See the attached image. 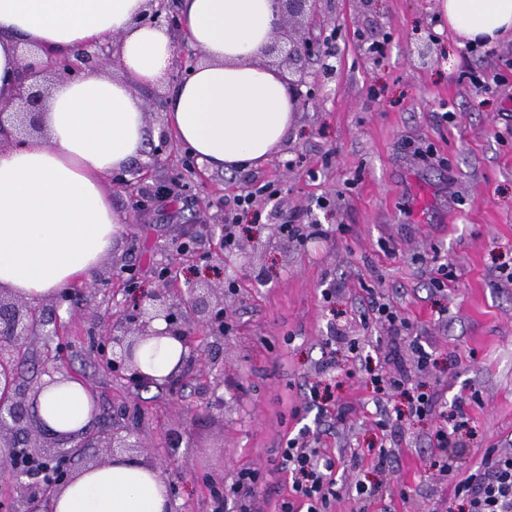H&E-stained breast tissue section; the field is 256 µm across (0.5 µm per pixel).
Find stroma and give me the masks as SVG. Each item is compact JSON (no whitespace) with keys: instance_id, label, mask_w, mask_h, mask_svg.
<instances>
[{"instance_id":"stroma-1","label":"stroma","mask_w":512,"mask_h":512,"mask_svg":"<svg viewBox=\"0 0 512 512\" xmlns=\"http://www.w3.org/2000/svg\"><path fill=\"white\" fill-rule=\"evenodd\" d=\"M440 5L318 0L314 33L330 52L301 63L300 110L282 148L245 169L196 173L172 142L154 170L172 190L167 202L141 207L108 189L124 218L101 266L111 291L84 284L62 308L45 303L63 334L32 339L22 385L41 380L51 357L93 394L96 428L111 429L114 407L125 406L146 442L137 458L178 487L174 512H238L230 489L245 470L258 475L251 512H279L290 496L280 450L304 428L354 458L337 484L375 491L341 495L331 512H464L440 476L449 459L431 445L441 425L458 445L459 475L486 449L512 452V282L502 276L512 268V40L488 50L454 37ZM426 41L423 61L416 47ZM173 86L168 77L137 89L150 146L172 131ZM264 183L277 195L257 197L240 222L249 266L218 259L216 238L192 258L176 250L190 225L223 223ZM286 224L321 232L299 246ZM200 281L224 289L223 343L196 331L201 359L177 392L126 387L95 352L107 324L140 296ZM372 296L407 322L399 341L364 318ZM415 344L431 355L416 380L437 399L422 418L408 394L371 380L390 372L394 346L415 370ZM324 373L333 405L322 412L309 386ZM218 387L220 408L208 403ZM383 447L394 453L385 471Z\"/></svg>"}]
</instances>
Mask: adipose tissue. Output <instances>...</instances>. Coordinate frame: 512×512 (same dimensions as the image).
I'll use <instances>...</instances> for the list:
<instances>
[{"mask_svg": "<svg viewBox=\"0 0 512 512\" xmlns=\"http://www.w3.org/2000/svg\"><path fill=\"white\" fill-rule=\"evenodd\" d=\"M148 0H0V106L9 105L31 50L40 60L119 37L121 75L83 73L58 82L41 114L43 139L0 150V289L53 298L89 277L123 231L104 189L112 172L143 158L149 140L134 86L163 79L174 39L137 26ZM448 27L489 45L512 36V0H444ZM189 42L205 56L169 99L175 136L216 170L268 158L287 140L300 107L281 74L259 65L280 17L275 0H182ZM182 350L173 338L139 350L142 370L162 379ZM47 429L89 425L92 396L79 383L47 385L36 405ZM54 512H170L157 471L115 460L84 470L54 500Z\"/></svg>", "mask_w": 512, "mask_h": 512, "instance_id": "ef3b65f1", "label": "adipose tissue"}]
</instances>
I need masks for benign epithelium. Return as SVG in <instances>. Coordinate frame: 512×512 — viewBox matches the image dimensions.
I'll use <instances>...</instances> for the list:
<instances>
[{"label":"benign epithelium","instance_id":"obj_1","mask_svg":"<svg viewBox=\"0 0 512 512\" xmlns=\"http://www.w3.org/2000/svg\"><path fill=\"white\" fill-rule=\"evenodd\" d=\"M153 2L157 6L144 13L139 24L170 32L179 30L180 17L166 5V0ZM277 3L280 13L297 20L301 28L292 33L281 32L268 45L264 51L267 66L280 68L286 63L291 65L306 57L325 54V44L315 41L308 33V26L304 25V19L313 14L315 0H277ZM115 52V41L112 40L79 48L48 63L37 62L33 55L24 53L20 61L22 78L16 85L11 111L0 109V149L6 145H19L42 132L40 112L45 93L30 79L47 74L72 77L85 70H95L114 63ZM115 183L133 184L137 190L160 187L151 179L148 166L136 182H130L122 170L115 174ZM209 292L210 288L204 284L189 289L187 294L168 287L155 291L111 325L101 339L98 355L126 386L140 389L157 383V380L142 371L136 357L138 347L150 339L173 337L182 345L181 359L175 371L162 383L168 390L176 391L186 372L200 361L198 346L188 339L190 328H202L214 336L224 333V298L212 301ZM160 321L165 324L162 330L156 328ZM37 332L43 336L60 335L57 322L45 321L38 307L0 290V383L13 387L10 398L0 401V446L9 449V453L0 458V469L6 471L9 478L22 488L26 499L34 503L51 499L73 479L68 444L74 440L93 437L94 448L106 441L114 457L141 446L138 433L124 426H116L112 431L101 434L88 427L64 436L47 432L30 417L28 407L34 401L28 400L27 389L14 387V380L4 366L14 351ZM39 440L54 452H41L37 444Z\"/></svg>","mask_w":512,"mask_h":512}]
</instances>
